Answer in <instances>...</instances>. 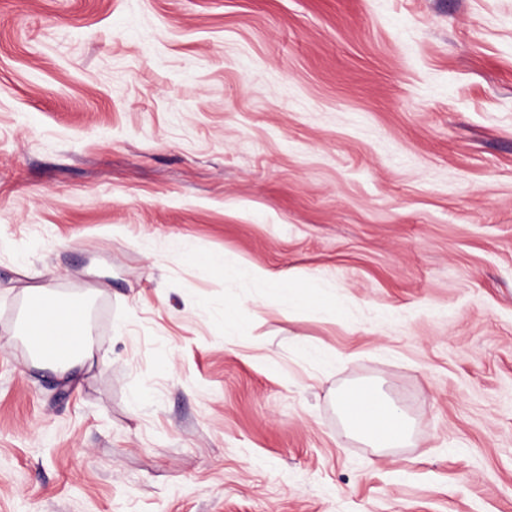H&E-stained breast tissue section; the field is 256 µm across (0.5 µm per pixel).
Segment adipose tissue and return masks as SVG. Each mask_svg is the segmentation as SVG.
I'll use <instances>...</instances> for the list:
<instances>
[{
  "instance_id": "obj_1",
  "label": "adipose tissue",
  "mask_w": 512,
  "mask_h": 512,
  "mask_svg": "<svg viewBox=\"0 0 512 512\" xmlns=\"http://www.w3.org/2000/svg\"><path fill=\"white\" fill-rule=\"evenodd\" d=\"M28 297L22 335L34 365L51 368L62 378L84 370L93 357L85 301H62L45 285L29 287ZM338 401L350 433L371 447L399 448L410 440V420L377 385H354Z\"/></svg>"
}]
</instances>
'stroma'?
<instances>
[{"label":"stroma","instance_id":"obj_1","mask_svg":"<svg viewBox=\"0 0 512 512\" xmlns=\"http://www.w3.org/2000/svg\"><path fill=\"white\" fill-rule=\"evenodd\" d=\"M0 512H512V0H0ZM252 280L261 282L266 288H270L278 291L281 295L288 300V303L292 304L296 308H306L309 306L297 293V288L293 284L283 279H277L273 277L269 272L264 269L252 266L246 270ZM29 307L22 321V337L37 367H49L61 378L82 372L92 360L86 330L87 305L83 299L62 300L46 285L27 288ZM63 345L62 354L50 353ZM337 399L350 433L372 448H401L410 440V420L377 385H354Z\"/></svg>","mask_w":512,"mask_h":512}]
</instances>
